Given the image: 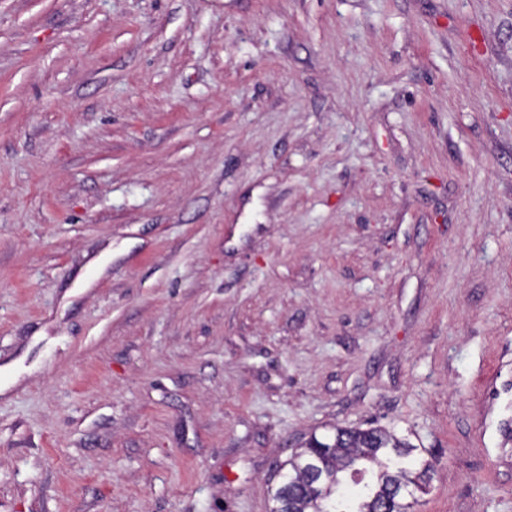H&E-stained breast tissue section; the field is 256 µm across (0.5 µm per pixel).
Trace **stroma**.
Wrapping results in <instances>:
<instances>
[{"mask_svg":"<svg viewBox=\"0 0 512 512\" xmlns=\"http://www.w3.org/2000/svg\"><path fill=\"white\" fill-rule=\"evenodd\" d=\"M7 365L0 512H512V0H0ZM416 450L406 437L381 428L336 426L332 435L315 434L300 452L280 466V470L287 466L288 470L274 490L271 512H278L283 505L287 512H409L412 504L397 492L411 487L426 493L430 465L393 472L382 457L392 453L407 458ZM348 472L355 485L364 480L366 473H371V482L364 484L351 501L345 492L340 494L341 501H348L350 508L336 510L340 475Z\"/></svg>","mask_w":512,"mask_h":512,"instance_id":"obj_1","label":"stroma"}]
</instances>
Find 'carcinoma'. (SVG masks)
Wrapping results in <instances>:
<instances>
[{"instance_id":"1","label":"carcinoma","mask_w":512,"mask_h":512,"mask_svg":"<svg viewBox=\"0 0 512 512\" xmlns=\"http://www.w3.org/2000/svg\"><path fill=\"white\" fill-rule=\"evenodd\" d=\"M416 450L407 438L386 429L337 426L333 434L305 442L300 452L280 466L286 473L272 495L271 512L286 504L290 512H338L336 497L346 498L336 494L343 473L361 485L344 512H408L412 504L398 490L411 487L427 492L430 465L393 472L382 457L392 453L407 458Z\"/></svg>"}]
</instances>
